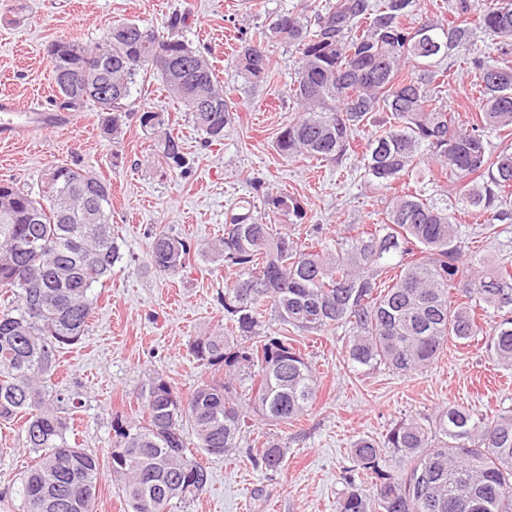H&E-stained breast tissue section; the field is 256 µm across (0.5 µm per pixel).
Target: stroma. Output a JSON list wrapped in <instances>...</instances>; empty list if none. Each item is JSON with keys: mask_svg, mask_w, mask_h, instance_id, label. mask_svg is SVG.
Wrapping results in <instances>:
<instances>
[{"mask_svg": "<svg viewBox=\"0 0 512 512\" xmlns=\"http://www.w3.org/2000/svg\"><path fill=\"white\" fill-rule=\"evenodd\" d=\"M466 3L469 22H477L490 0H416L413 24L427 17L454 20ZM300 0H0V92L26 98L56 95L49 45L73 38L100 42L113 24L134 22L166 31L179 19V39L206 54L236 105L235 119L222 141L205 145L184 107L154 78L137 82L132 99L139 108L163 113L170 131L185 143L188 166L162 170L153 136L138 123L124 126L119 142L103 133L106 113L86 103L70 128L0 146V181L37 192L43 173L57 164L91 171L112 185V231L124 258L110 280L95 288L96 301L84 339L58 355L50 384L82 406L73 430L80 447L102 463L95 512H130L108 465L120 416L140 419L136 391L156 375L184 394L211 379L212 371L192 355L195 337L224 323L220 297L235 272L201 254L202 245L223 235L225 212L249 195L253 180L284 189L307 211L304 223L288 225L304 237L319 224L326 239L348 228L381 223L391 191L367 184L359 156L328 163L276 153L273 144L297 106L291 88L300 66L294 46L268 43L275 71L270 82L252 86L232 64L242 41L284 11H299ZM449 75L440 94L459 126L472 123L477 97L473 73L457 55L442 61ZM469 245L466 258L482 265L512 261V220L486 233L461 200H448ZM164 227L191 243L193 251L177 275L161 276L146 251L154 228ZM265 333L287 335L311 363L317 398L298 420L270 423L254 419L239 448L222 456L198 453L210 473L199 495L174 502L170 512H337L348 491L353 444L383 440L402 419L430 416L451 404L492 415L512 409V369L498 364L483 338L444 345L428 368L402 375L387 366H353L346 353L350 333L339 327L303 333L270 319ZM275 439L288 455L275 472L248 457L254 443ZM32 456L25 446L22 420L0 423V512H22L18 490Z\"/></svg>", "mask_w": 512, "mask_h": 512, "instance_id": "stroma-1", "label": "stroma"}]
</instances>
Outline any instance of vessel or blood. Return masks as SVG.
I'll list each match as a JSON object with an SVG mask.
<instances>
[{
  "label": "vessel or blood",
  "instance_id": "vessel-or-blood-1",
  "mask_svg": "<svg viewBox=\"0 0 512 512\" xmlns=\"http://www.w3.org/2000/svg\"><path fill=\"white\" fill-rule=\"evenodd\" d=\"M68 119L50 101L0 94V141L26 139L64 129Z\"/></svg>",
  "mask_w": 512,
  "mask_h": 512
}]
</instances>
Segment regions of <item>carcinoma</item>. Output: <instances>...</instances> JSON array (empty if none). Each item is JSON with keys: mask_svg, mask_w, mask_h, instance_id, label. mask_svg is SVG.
Wrapping results in <instances>:
<instances>
[{"mask_svg": "<svg viewBox=\"0 0 512 512\" xmlns=\"http://www.w3.org/2000/svg\"><path fill=\"white\" fill-rule=\"evenodd\" d=\"M412 4L335 0L311 24L284 12L237 51L235 68L255 86L272 77L268 43H288L301 55L293 92L302 111L279 132L280 155L335 163L369 127L363 168L370 183L389 189L429 159L446 189L439 201L395 193L384 223L330 244L319 237L300 244L274 229L284 218L302 223L307 212L296 197L259 182L255 196L227 210L224 235L203 253L235 270L221 298L230 327L190 346L217 374L188 395L158 374L137 392L145 423L120 416L112 422L110 467L131 512H167L173 500L204 490L209 471L187 454L188 436L197 449L222 456L238 447L248 412L288 423L313 406L311 364L288 337L262 334L268 314L300 332L348 327V358L362 367L411 374L430 365L448 339L482 335L496 360L512 367V270L465 261L466 243L448 208V197L457 196L485 217L489 232L512 218V147L493 153L483 138L487 130L512 132V66L475 52L465 19L406 25ZM478 26L512 39V0H492ZM159 45L172 51L185 78L179 93L173 75L154 64ZM453 50L463 53L479 87L468 131L455 125L432 86L439 61ZM187 53L199 55L172 33L122 22L93 47L58 39L49 56L62 109L85 105L62 73L93 66L112 85L107 135L117 138L133 119L158 136L161 162L182 169V138L158 113L134 109L131 97L136 77L153 75L186 107L205 143L221 141L233 103L213 66L198 74ZM203 97L206 110L199 107ZM54 171L55 181L41 182L36 197L6 183L11 201L0 208V422L26 417V447L35 458L19 489L23 512H94L99 458L70 440L60 411L79 402L49 391V381L57 353L85 336L93 287L112 276L123 253L112 234L111 184L67 164ZM190 254L182 237L163 227L151 233L148 258L156 271L175 275ZM480 311L498 318L488 330L477 321ZM286 455V446L266 441L251 460L275 471ZM352 459L338 512H512V412L490 417L450 404L432 420L397 422L381 442L357 441ZM358 478L369 481L372 496L359 491ZM181 485L191 490L175 493Z\"/></svg>", "mask_w": 512, "mask_h": 512, "instance_id": "cac0c4a2", "label": "carcinoma"}]
</instances>
